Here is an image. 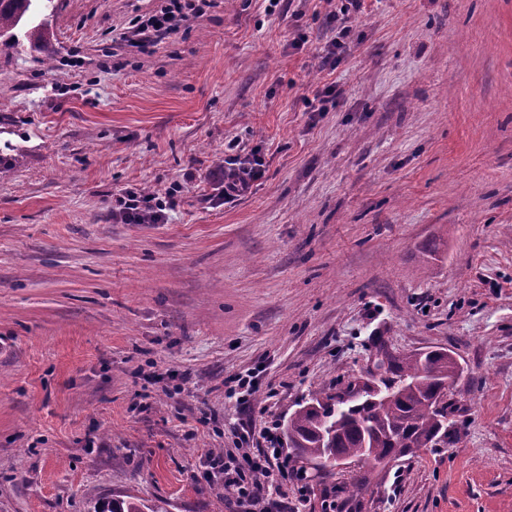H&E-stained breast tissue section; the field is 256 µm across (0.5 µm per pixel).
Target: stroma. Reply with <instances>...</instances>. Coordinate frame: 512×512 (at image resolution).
<instances>
[{
	"mask_svg": "<svg viewBox=\"0 0 512 512\" xmlns=\"http://www.w3.org/2000/svg\"><path fill=\"white\" fill-rule=\"evenodd\" d=\"M157 6L61 0L41 49L0 46V512H228L202 472L237 428L262 447L311 392L437 348L463 368L447 443L353 503L354 461L288 495L512 512V0H365L332 68L327 0H216L129 51ZM232 143L264 173L226 202L209 175ZM177 183L166 223L113 217L120 190ZM127 499L100 502L98 512H163L164 508L148 504L143 499L127 496Z\"/></svg>",
	"mask_w": 512,
	"mask_h": 512,
	"instance_id": "1",
	"label": "stroma"
}]
</instances>
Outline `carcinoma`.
Masks as SVG:
<instances>
[{
    "mask_svg": "<svg viewBox=\"0 0 512 512\" xmlns=\"http://www.w3.org/2000/svg\"><path fill=\"white\" fill-rule=\"evenodd\" d=\"M54 0H0V39L14 48L24 43L38 48L47 40L46 22L39 14ZM382 379L385 391L366 394L336 412L339 395L316 392L288 418V440L297 457L310 462L331 455L347 460H398L434 442L448 441V381L460 366L448 353L432 351L394 356ZM98 512H164V508L129 496L101 502Z\"/></svg>",
    "mask_w": 512,
    "mask_h": 512,
    "instance_id": "obj_1",
    "label": "carcinoma"
}]
</instances>
